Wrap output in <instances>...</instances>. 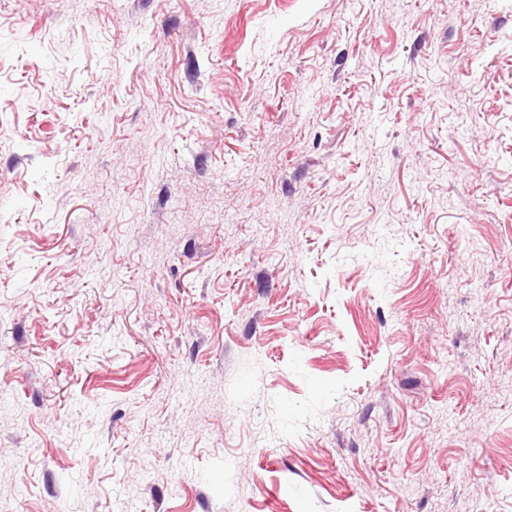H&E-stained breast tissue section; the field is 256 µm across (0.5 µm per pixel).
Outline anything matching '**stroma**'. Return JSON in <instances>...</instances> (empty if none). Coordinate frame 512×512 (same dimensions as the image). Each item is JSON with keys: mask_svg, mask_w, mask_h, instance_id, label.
<instances>
[{"mask_svg": "<svg viewBox=\"0 0 512 512\" xmlns=\"http://www.w3.org/2000/svg\"><path fill=\"white\" fill-rule=\"evenodd\" d=\"M0 512H512V0H0Z\"/></svg>", "mask_w": 512, "mask_h": 512, "instance_id": "obj_1", "label": "stroma"}]
</instances>
